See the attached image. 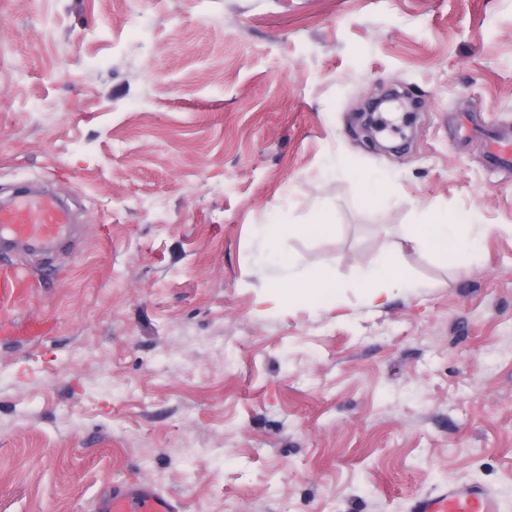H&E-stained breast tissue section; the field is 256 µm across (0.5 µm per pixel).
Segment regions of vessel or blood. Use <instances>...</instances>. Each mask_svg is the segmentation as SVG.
Segmentation results:
<instances>
[{"label": "vessel or blood", "instance_id": "vessel-or-blood-1", "mask_svg": "<svg viewBox=\"0 0 512 512\" xmlns=\"http://www.w3.org/2000/svg\"><path fill=\"white\" fill-rule=\"evenodd\" d=\"M485 159L494 170L512 169V133L496 132L485 137ZM70 215L50 194L22 196L0 206V250L21 247L46 249L66 238ZM23 280L12 269L0 268V305L23 296ZM412 512H503L489 489L470 484H451L437 493L417 498ZM101 512H177L175 501L149 487L133 483L113 490Z\"/></svg>", "mask_w": 512, "mask_h": 512}]
</instances>
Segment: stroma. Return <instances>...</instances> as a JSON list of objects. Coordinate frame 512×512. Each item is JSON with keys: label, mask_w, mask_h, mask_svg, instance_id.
Wrapping results in <instances>:
<instances>
[{"label": "stroma", "mask_w": 512, "mask_h": 512, "mask_svg": "<svg viewBox=\"0 0 512 512\" xmlns=\"http://www.w3.org/2000/svg\"><path fill=\"white\" fill-rule=\"evenodd\" d=\"M423 108L362 142L368 102ZM512 0H0V198L45 185L71 247L13 253L0 512H96L136 481L181 512H410L448 483L512 512ZM278 251L341 308L272 309ZM471 216L478 250L407 237ZM397 252L410 287L357 283ZM43 332H23L30 319ZM463 137H482L485 139V159L487 166L493 170L512 169V133L498 131L493 134H485L475 128L467 117L461 122Z\"/></svg>", "instance_id": "35a3bbf8"}]
</instances>
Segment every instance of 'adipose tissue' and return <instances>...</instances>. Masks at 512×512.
Returning <instances> with one entry per match:
<instances>
[{
	"label": "adipose tissue",
	"mask_w": 512,
	"mask_h": 512,
	"mask_svg": "<svg viewBox=\"0 0 512 512\" xmlns=\"http://www.w3.org/2000/svg\"><path fill=\"white\" fill-rule=\"evenodd\" d=\"M480 235L471 231L468 219L443 214L431 215L427 224L409 238L410 243L426 245L434 254L447 256L448 252L468 255L476 251ZM278 275L271 288L260 301L275 307L292 306L300 302H317L333 310L339 305L337 292L330 279L323 274L299 268L288 257L274 259ZM396 255L384 259L367 269L358 283L369 303L388 297L391 289L407 287Z\"/></svg>",
	"instance_id": "adipose-tissue-1"
}]
</instances>
